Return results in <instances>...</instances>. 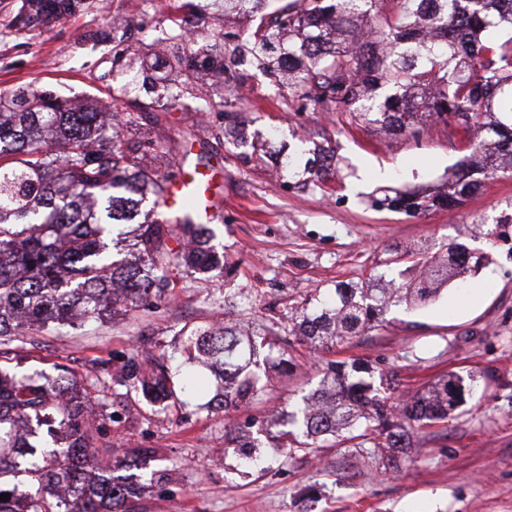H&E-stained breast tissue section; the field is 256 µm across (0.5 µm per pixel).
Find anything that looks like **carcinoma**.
I'll return each mask as SVG.
<instances>
[{
	"mask_svg": "<svg viewBox=\"0 0 512 512\" xmlns=\"http://www.w3.org/2000/svg\"><path fill=\"white\" fill-rule=\"evenodd\" d=\"M384 0H295L272 12L269 0H224V13L260 21L241 50L224 46L216 77L232 86L248 76L256 61L263 73L288 87L304 105L348 111L352 123L414 136L433 124L472 134L469 154L458 164L451 192L444 197L393 191L371 205L424 216L443 204L456 206L478 190L481 178L512 177V0H398L397 14L382 11ZM83 0H22L15 16L21 28L40 26L72 13ZM168 50L180 62L190 41L173 36ZM136 120L121 119L95 105H74L51 91L30 86L0 94V337L74 328L85 318L110 319L136 301L170 287L171 268L207 271L220 266L212 231L197 223L199 203L186 198L174 222L141 212L166 198L181 169L163 152L172 172L145 163L146 144L122 133ZM245 163L251 144L234 126L224 130ZM313 175L311 188L325 191L335 166L331 148L298 147L285 157L288 174L299 162ZM512 213L487 229L494 245L507 238ZM490 253L450 242L433 251L413 246L391 260L404 264L399 278L372 270L361 284L336 285L332 301L313 298L291 317L288 335L313 347L348 343L381 322L393 306L415 308L434 300L448 283L476 274ZM265 334L236 327L190 330L181 334L180 354L215 368L222 389L213 409L224 413L250 402L259 392ZM123 383L153 403L174 397L169 367L129 358ZM394 376L352 381L345 365L324 373L319 388L288 412V430H263L264 447L277 453L281 441L313 448L329 437L356 447L387 448L391 467L411 447L414 425L446 422L465 402L469 384L448 373L407 401L394 398ZM83 403L73 386L52 384L43 375L18 378L0 370V476L24 469L44 497L0 484V512H128L135 487L113 477L84 473L91 453ZM54 414L73 437L69 463L56 468L52 453L35 460L28 441L33 420ZM231 441L254 461L259 438L238 430Z\"/></svg>",
	"mask_w": 512,
	"mask_h": 512,
	"instance_id": "obj_1",
	"label": "carcinoma"
}]
</instances>
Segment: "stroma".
<instances>
[{
    "instance_id": "stroma-1",
    "label": "stroma",
    "mask_w": 512,
    "mask_h": 512,
    "mask_svg": "<svg viewBox=\"0 0 512 512\" xmlns=\"http://www.w3.org/2000/svg\"><path fill=\"white\" fill-rule=\"evenodd\" d=\"M19 0H0V92L21 85L92 99L106 111L137 116L131 136L157 148L183 146V169L205 174L221 206L210 227L224 268L174 271L165 296L140 301L128 315L18 336L0 344V367L17 376H66L85 388L91 467L100 477L135 483L130 512H512V244L488 246L484 233L512 204V178L485 180L464 204L421 218L372 206L387 187L444 194L461 158L442 126L419 138L352 124L348 114L298 110L254 72L235 110L258 161L246 164L224 138L221 81L199 70L188 93L170 101L144 90L161 65L162 39L184 20L194 51L221 46L226 31L247 34L251 19L225 15L213 0L178 9L176 0H93L50 27L13 22ZM130 50L112 59V31ZM332 148L336 169L322 193L288 177L279 150L298 139ZM461 241L491 248L493 261L466 286L435 302L394 307L382 325L353 343L313 348L285 334L295 309L313 292L365 279L375 265L418 242ZM281 327L266 387L245 408L203 410L215 392L200 366L176 375V399L147 402L121 385L131 356L171 355L180 330ZM360 361L397 375L406 400L449 372L473 374L472 395L453 420L420 429L398 469L386 449L300 448L255 469L244 468L224 434L258 428L317 389L327 367Z\"/></svg>"
}]
</instances>
